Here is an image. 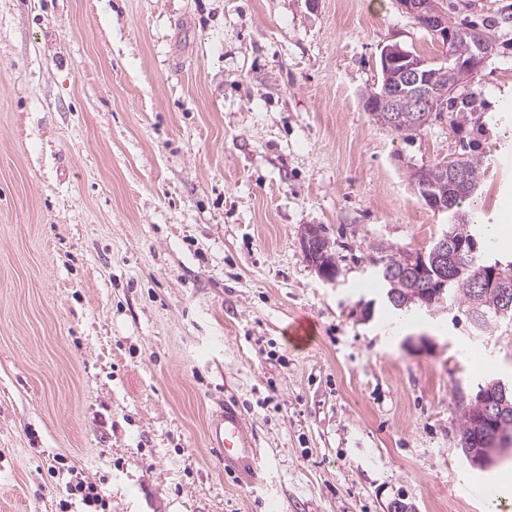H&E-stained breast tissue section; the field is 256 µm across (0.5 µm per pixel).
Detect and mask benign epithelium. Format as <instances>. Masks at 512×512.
Wrapping results in <instances>:
<instances>
[{
  "instance_id": "1",
  "label": "benign epithelium",
  "mask_w": 512,
  "mask_h": 512,
  "mask_svg": "<svg viewBox=\"0 0 512 512\" xmlns=\"http://www.w3.org/2000/svg\"><path fill=\"white\" fill-rule=\"evenodd\" d=\"M400 8L435 35L446 46L453 40V32L448 30V16L443 11L440 0H397ZM472 49L468 58L455 59L448 57V71L454 75L456 83L467 81L491 57L488 44L481 38L479 31L471 32ZM381 82L377 89L366 96L374 116L384 126H392L397 122L396 112L400 94L391 89V85L412 89L413 108L415 112V126L423 128L433 119L439 111L438 105L443 95L431 88L425 81V67L428 62L397 45L386 46L380 54ZM301 249L307 261L318 271L321 278H333L332 264L334 254L329 240L323 235L319 226L309 224L304 227L301 234ZM477 250V243L452 242L448 239V231L442 230L434 237L433 246L428 250L415 252L409 261L410 269L420 276L429 275L430 268L450 263L461 270L466 269L465 256ZM502 264H489L484 266L478 279L486 288H497L509 293L512 282L503 278ZM446 278L439 277L431 280L428 290L417 295L416 304L422 309L430 310L433 307V298L443 293ZM503 387V383L495 381L485 388H480L476 396L475 408L491 405L493 409L479 414L476 426L486 429L482 437L474 441L471 448L466 449V456L470 465L476 469L488 470L494 466L496 454L491 449L499 446V438L503 430L512 427V405L505 400L493 396L495 389Z\"/></svg>"
}]
</instances>
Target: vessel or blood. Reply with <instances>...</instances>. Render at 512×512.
I'll list each match as a JSON object with an SVG mask.
<instances>
[{
  "instance_id": "b4317fda",
  "label": "vessel or blood",
  "mask_w": 512,
  "mask_h": 512,
  "mask_svg": "<svg viewBox=\"0 0 512 512\" xmlns=\"http://www.w3.org/2000/svg\"><path fill=\"white\" fill-rule=\"evenodd\" d=\"M207 436L210 446L219 451L225 471L240 473L254 483H266L268 469L248 429L246 418L234 399H225L224 408L211 423Z\"/></svg>"
}]
</instances>
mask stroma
Instances as JSON below:
<instances>
[{
    "instance_id": "obj_1",
    "label": "stroma",
    "mask_w": 512,
    "mask_h": 512,
    "mask_svg": "<svg viewBox=\"0 0 512 512\" xmlns=\"http://www.w3.org/2000/svg\"><path fill=\"white\" fill-rule=\"evenodd\" d=\"M466 3L498 23L476 101L403 139L363 107L382 48L448 49L397 0H0V512H60L73 476L106 512H483L512 464L473 468L458 427L512 384V318L397 335L367 287L373 246L448 226L415 168L483 153L461 210L512 225V0ZM228 397L265 488L209 445ZM301 249L307 261L318 271L321 278L330 280L337 275L334 254L329 240L323 235L319 226L306 225L301 234ZM333 272V273H332Z\"/></svg>"
}]
</instances>
